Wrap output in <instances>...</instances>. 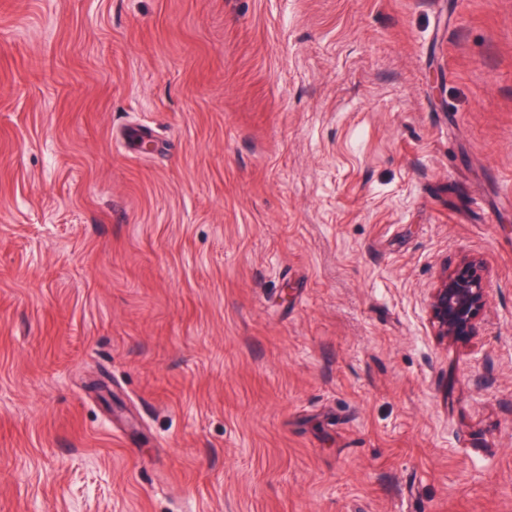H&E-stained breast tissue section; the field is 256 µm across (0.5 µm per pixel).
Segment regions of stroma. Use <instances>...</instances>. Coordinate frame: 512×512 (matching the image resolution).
<instances>
[{
	"mask_svg": "<svg viewBox=\"0 0 512 512\" xmlns=\"http://www.w3.org/2000/svg\"><path fill=\"white\" fill-rule=\"evenodd\" d=\"M0 512H512V0H0ZM490 292L481 264L464 258L453 269L445 267L429 300L436 336L465 343L474 336Z\"/></svg>",
	"mask_w": 512,
	"mask_h": 512,
	"instance_id": "obj_1",
	"label": "stroma"
}]
</instances>
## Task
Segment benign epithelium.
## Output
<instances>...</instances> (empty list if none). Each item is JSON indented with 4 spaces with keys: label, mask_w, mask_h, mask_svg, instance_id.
Wrapping results in <instances>:
<instances>
[{
    "label": "benign epithelium",
    "mask_w": 512,
    "mask_h": 512,
    "mask_svg": "<svg viewBox=\"0 0 512 512\" xmlns=\"http://www.w3.org/2000/svg\"><path fill=\"white\" fill-rule=\"evenodd\" d=\"M490 292L481 264L465 258L444 269L429 300V313L436 335L465 343L475 335Z\"/></svg>",
    "instance_id": "obj_1"
}]
</instances>
